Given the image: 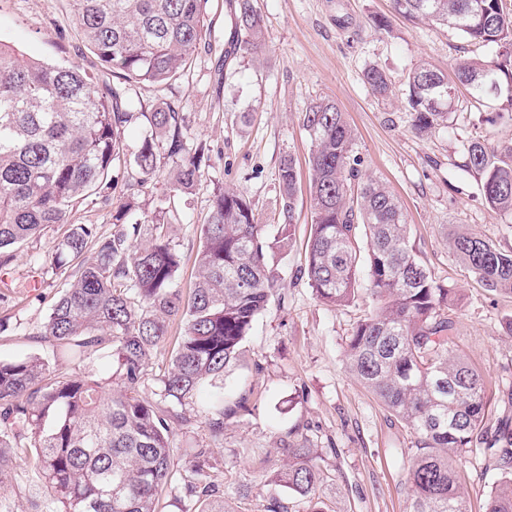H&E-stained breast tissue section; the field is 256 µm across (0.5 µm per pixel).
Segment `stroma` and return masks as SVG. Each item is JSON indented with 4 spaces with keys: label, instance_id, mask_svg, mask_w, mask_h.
<instances>
[{
    "label": "stroma",
    "instance_id": "stroma-1",
    "mask_svg": "<svg viewBox=\"0 0 512 512\" xmlns=\"http://www.w3.org/2000/svg\"><path fill=\"white\" fill-rule=\"evenodd\" d=\"M254 6L264 23L261 53L230 47L235 0H207L206 35L180 78L122 83L138 114L126 131L128 151H136L146 134L145 113L162 103L183 112L188 143L203 141L209 149L191 195L169 202L163 179H156L134 192L138 207L132 217L151 218L157 207L171 203L184 212L173 237L185 259L179 284L186 289L200 244L197 226L214 191H241L265 227L270 262L286 273L280 298L257 318L224 379L225 400L247 396L251 409L247 416H225L224 440L214 447L213 476L235 512H263L274 496L290 512H303L298 497L267 481L289 440L317 448L327 475L320 497L328 512H408L413 438L344 363L353 327L375 303L363 290L347 306L324 305L297 275L313 222L303 115L318 97L335 100L355 133L360 176L385 182L400 198L412 248L436 284L455 293L452 348L485 376V424L492 430L512 415V295L470 278L449 251L445 233L464 227L512 251V212L487 206L481 179L465 167L463 153L464 143L475 137L495 148L512 143V110L493 100L479 105L462 89L450 127L419 137L406 106L407 73L426 61L452 74L466 46L460 35L431 21L406 20L393 0H254ZM379 18L388 21V30L376 27ZM0 42L47 63L76 60L92 72L101 68L78 36L68 0H0ZM373 65L387 73L391 98L374 96L365 84L364 71ZM288 154L299 181L292 234L283 239L276 233L278 169ZM63 232L60 225L46 228L18 255L8 277L12 301L0 303V320L21 321L24 330L0 334L2 360L46 348L41 328L54 290L35 285L31 262L48 259ZM456 466L469 512H485L502 475L496 456L477 450ZM5 489L12 512H45L50 492L25 462L10 470Z\"/></svg>",
    "mask_w": 512,
    "mask_h": 512
}]
</instances>
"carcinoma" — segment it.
<instances>
[{
	"instance_id": "cac0c4a2",
	"label": "carcinoma",
	"mask_w": 512,
	"mask_h": 512,
	"mask_svg": "<svg viewBox=\"0 0 512 512\" xmlns=\"http://www.w3.org/2000/svg\"><path fill=\"white\" fill-rule=\"evenodd\" d=\"M86 46L112 76L149 83L176 78L205 35L207 0H70ZM411 20H431L456 31L481 55L461 56L455 77L480 103L486 84L512 107V9L505 0H393ZM238 50L264 45L252 0H237ZM364 80L385 97L391 82L377 66ZM408 112L420 137L448 123L455 88L428 62L407 74ZM148 130L128 154L127 127L136 113L119 91L101 86L76 61L51 65L0 44V271L12 269L18 250L55 224H68L80 204L112 203V166L128 165L142 187L160 177L158 148L173 166L167 194H190L201 178L206 146L186 147L183 117L168 104L141 113ZM313 233L304 275L325 304L345 306L358 294L366 266L372 313L352 330L345 349L349 372L414 437L407 469L409 512H467L454 468L457 458L484 441L504 476L486 512H512V423L485 439L482 374L449 350L452 321L441 313L453 302L407 239L395 194L377 180H359L352 156L355 134L336 103L321 98L303 117ZM467 167L482 176L490 209L512 212V144L465 145ZM297 169L283 157L278 169V234L290 229ZM132 203L112 214L113 231L69 224L50 265L38 276L59 282L43 325L44 357L0 360V485L18 458L32 462L52 491L46 512H157L160 499L180 492L194 512H230L209 479L211 448L194 449L190 474L174 470L176 428L196 416L212 441L224 436V375L233 367L256 318L285 287V274L268 260L261 225L250 201L217 189L194 259L188 294L178 288L183 255L171 239L166 211L128 223ZM448 246L468 273L489 291L512 294V252L481 236L448 231ZM94 250L90 259L87 249ZM181 325L167 372L153 395L142 393L145 369L162 348L173 322ZM111 353V389L94 372L101 352ZM60 361L73 372L56 369ZM209 387L212 399L199 404ZM288 463L270 481L326 512L319 491L323 471L307 442L283 448Z\"/></svg>"
}]
</instances>
